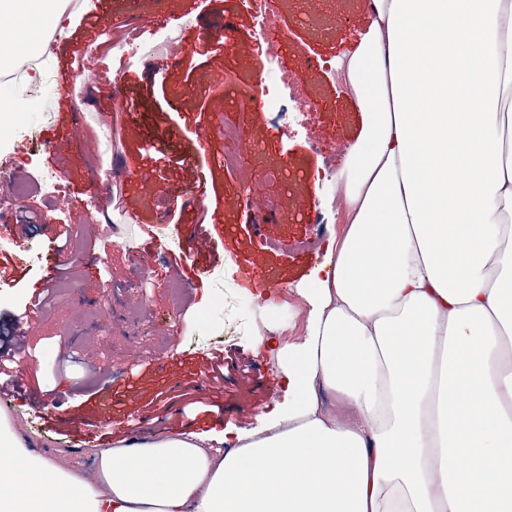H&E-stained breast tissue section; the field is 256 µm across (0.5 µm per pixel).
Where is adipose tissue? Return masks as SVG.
I'll list each match as a JSON object with an SVG mask.
<instances>
[{
	"label": "adipose tissue",
	"mask_w": 512,
	"mask_h": 512,
	"mask_svg": "<svg viewBox=\"0 0 512 512\" xmlns=\"http://www.w3.org/2000/svg\"><path fill=\"white\" fill-rule=\"evenodd\" d=\"M366 116L336 260L283 363L290 399L229 452L179 433L99 480L0 422V512H512V0H372ZM0 65L57 0H0Z\"/></svg>",
	"instance_id": "obj_1"
}]
</instances>
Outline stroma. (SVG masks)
<instances>
[{"instance_id":"35a3bbf8","label":"stroma","mask_w":512,"mask_h":512,"mask_svg":"<svg viewBox=\"0 0 512 512\" xmlns=\"http://www.w3.org/2000/svg\"><path fill=\"white\" fill-rule=\"evenodd\" d=\"M186 0H163L162 18L144 15L138 26L143 53L112 74L105 28L84 26L70 12L53 47L35 52L31 77L0 70V92L15 96L8 122L27 149L0 141V172L27 184L12 217L33 220L27 248L15 252L0 226V326L46 303L25 326L23 358L0 412L36 452L63 467L96 462L99 449L178 431L217 438L260 430L284 400L279 348L306 334L315 286L330 243L346 227L332 207L333 174L345 166L365 124L352 86L330 66L349 60L367 33L372 0H279L287 36L264 74L300 80L308 100L280 98L259 112L240 107L239 91L256 83L265 47L254 39L255 20L240 0H206L194 29L178 31ZM171 42V51L152 47ZM94 46L106 83L65 75L84 45ZM197 60L203 77L186 80L182 65ZM237 75L224 83L225 72ZM127 83L140 95L144 117L126 121L113 87ZM93 112L107 128L85 127L65 154L51 150L66 132L68 102ZM234 128L236 138L224 136ZM172 149H159L162 137ZM235 157L225 168V157ZM278 177H266V170ZM60 177L69 204L58 209L39 191L44 173ZM172 188L161 198L157 177ZM202 188L208 211L182 194ZM216 213L218 223L207 222ZM111 219L110 233L85 247L82 225ZM68 231V241L58 240ZM219 239L212 254L194 250V236ZM182 267V296L168 285V266ZM137 296L142 318L126 303ZM164 323L168 334L154 331ZM224 358V411L194 415L191 401L214 395L207 380L212 357Z\"/></svg>"}]
</instances>
